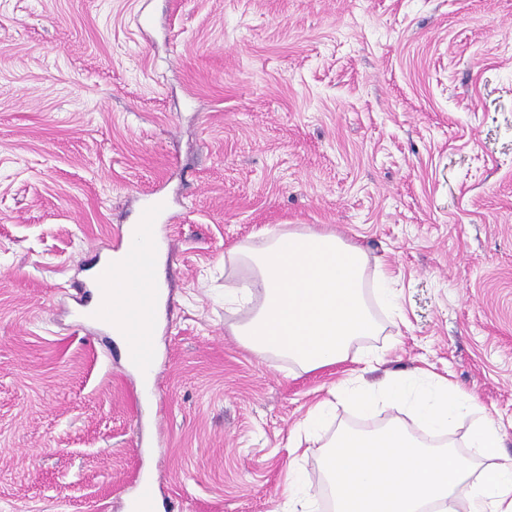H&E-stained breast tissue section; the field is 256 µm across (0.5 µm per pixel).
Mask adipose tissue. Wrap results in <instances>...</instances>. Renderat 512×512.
<instances>
[{"label":"adipose tissue","mask_w":512,"mask_h":512,"mask_svg":"<svg viewBox=\"0 0 512 512\" xmlns=\"http://www.w3.org/2000/svg\"><path fill=\"white\" fill-rule=\"evenodd\" d=\"M231 257L251 272L243 289L227 295L252 306L236 335L258 355L285 357L307 371L344 361L355 344L381 332L367 294L400 309L390 275H368L366 249L328 230L277 232L261 248L242 247Z\"/></svg>","instance_id":"obj_1"}]
</instances>
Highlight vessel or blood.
Wrapping results in <instances>:
<instances>
[{"label":"vessel or blood","mask_w":512,"mask_h":512,"mask_svg":"<svg viewBox=\"0 0 512 512\" xmlns=\"http://www.w3.org/2000/svg\"><path fill=\"white\" fill-rule=\"evenodd\" d=\"M162 209L159 199L145 202L138 218L140 244L132 245L123 240L116 248L122 256L117 271L126 284L125 291L114 294L111 277L98 278L94 286L100 291L99 305L81 310V318L86 322H119L125 330L131 362L152 373L157 370L158 345L152 326L158 315L159 295L154 286L155 267L150 258V246L161 239L158 226ZM157 506L155 483L148 478L138 480L127 512H155Z\"/></svg>","instance_id":"b4317fda"}]
</instances>
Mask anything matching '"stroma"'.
<instances>
[{
	"label": "stroma",
	"mask_w": 512,
	"mask_h": 512,
	"mask_svg": "<svg viewBox=\"0 0 512 512\" xmlns=\"http://www.w3.org/2000/svg\"><path fill=\"white\" fill-rule=\"evenodd\" d=\"M162 197L151 399L74 286ZM312 227L388 267L403 320L306 371L246 347L233 249ZM424 368L512 459V0H0V512H286L307 411ZM158 507V491L155 483L148 478L136 482L135 492L129 499L127 512H153Z\"/></svg>",
	"instance_id": "35a3bbf8"
}]
</instances>
